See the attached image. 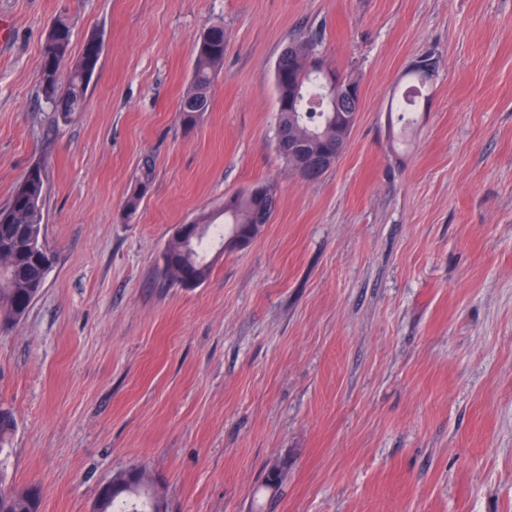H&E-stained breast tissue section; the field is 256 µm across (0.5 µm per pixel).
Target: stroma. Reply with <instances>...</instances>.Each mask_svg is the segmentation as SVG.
Listing matches in <instances>:
<instances>
[{
	"label": "stroma",
	"instance_id": "35a3bbf8",
	"mask_svg": "<svg viewBox=\"0 0 512 512\" xmlns=\"http://www.w3.org/2000/svg\"><path fill=\"white\" fill-rule=\"evenodd\" d=\"M61 16L71 56L103 41L64 121L39 91ZM214 24L224 63L189 127L192 45ZM316 31L361 111L309 181L274 146V69ZM426 55L404 148L390 105ZM37 162L55 263L0 330V404L40 512H93L134 465L168 512H255L283 461L272 512H512V0H0V206ZM259 181V235L170 284L176 228ZM154 173L153 158L151 156L144 157L138 166L133 188L125 203L124 217L127 222H132L135 219L141 200L153 182Z\"/></svg>",
	"mask_w": 512,
	"mask_h": 512
}]
</instances>
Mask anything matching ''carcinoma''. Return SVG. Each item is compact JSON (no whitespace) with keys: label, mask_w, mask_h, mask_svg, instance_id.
Listing matches in <instances>:
<instances>
[{"label":"carcinoma","mask_w":512,"mask_h":512,"mask_svg":"<svg viewBox=\"0 0 512 512\" xmlns=\"http://www.w3.org/2000/svg\"><path fill=\"white\" fill-rule=\"evenodd\" d=\"M72 37L69 20L59 17L53 23L42 49L40 92L51 104L53 112L62 119L82 109L87 89L100 59V53L84 45L81 55L73 62L68 59ZM319 40L314 36H300L292 41L295 50L282 52L277 62L281 73L274 74L277 99L283 111L277 119L289 120L294 127L292 142L308 152L322 154L348 142L352 126L344 120L345 113L333 111L327 99V87L322 81L326 65L316 55ZM194 58L193 79L188 92L179 103L183 122L192 126L198 116L209 107V88L216 70L224 61V26L213 25L199 35L192 46ZM154 161L144 157L139 166L133 188L127 197L124 217L135 219L141 200L154 179ZM25 190L15 186L8 203L0 208V277L8 286L0 288V324L21 319L37 298L45 284L41 270L45 262H54L48 249L33 252L26 247L25 232L36 230L43 236V209L38 202L44 193L45 172L28 171L23 179ZM274 208L271 186L259 181L255 191H246L224 200V224H214L215 217L204 215L195 221L201 233L186 237L175 236L164 254L166 279L185 285L189 277L204 281L211 269L203 254V241L209 232L220 238L234 236L232 246L250 243L268 223ZM16 429L11 409L0 405V454L9 445ZM287 463L275 465L264 475L262 488L276 492L282 485ZM154 481L145 468L136 474L122 470L112 480L100 486L95 512H149L154 495ZM41 490L36 485L18 488L7 471L0 466V512H39Z\"/></svg>","instance_id":"cac0c4a2"}]
</instances>
